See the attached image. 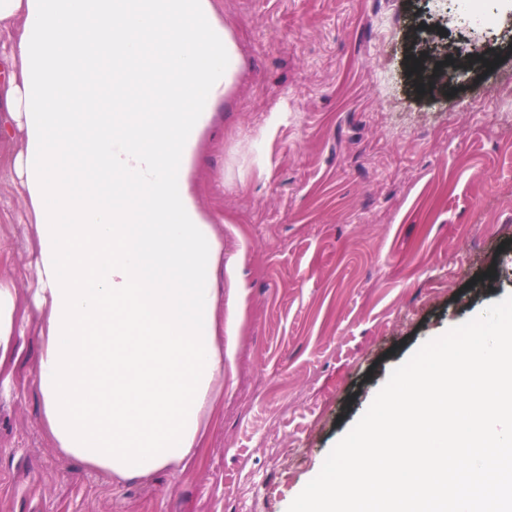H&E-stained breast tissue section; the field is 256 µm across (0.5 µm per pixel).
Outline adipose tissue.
<instances>
[{
  "label": "adipose tissue",
  "mask_w": 512,
  "mask_h": 512,
  "mask_svg": "<svg viewBox=\"0 0 512 512\" xmlns=\"http://www.w3.org/2000/svg\"><path fill=\"white\" fill-rule=\"evenodd\" d=\"M0 142L25 198L55 447L117 482L185 469L224 391V291L191 158L241 60L216 0H0ZM113 62L111 112L78 93ZM18 290L0 282V369Z\"/></svg>",
  "instance_id": "adipose-tissue-1"
}]
</instances>
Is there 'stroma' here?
I'll return each mask as SVG.
<instances>
[{
    "mask_svg": "<svg viewBox=\"0 0 512 512\" xmlns=\"http://www.w3.org/2000/svg\"><path fill=\"white\" fill-rule=\"evenodd\" d=\"M218 7L242 70L194 174L235 319L203 447L115 484L46 436L30 226L2 176L23 334L0 381V512H287L395 365L512 295V0Z\"/></svg>",
    "mask_w": 512,
    "mask_h": 512,
    "instance_id": "obj_1",
    "label": "stroma"
}]
</instances>
